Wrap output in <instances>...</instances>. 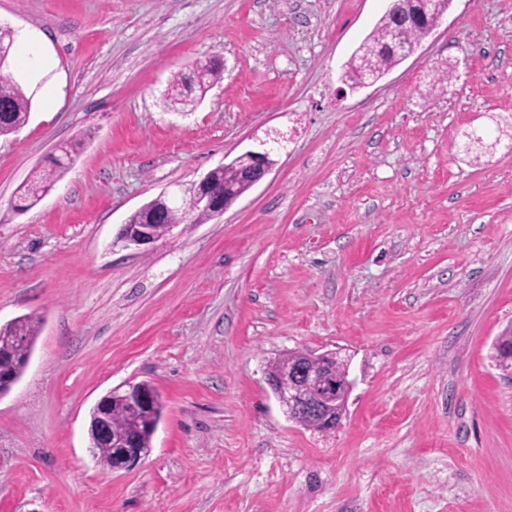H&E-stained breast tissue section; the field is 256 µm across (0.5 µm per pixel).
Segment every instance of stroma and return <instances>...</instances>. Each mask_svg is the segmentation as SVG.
<instances>
[{"instance_id": "obj_1", "label": "stroma", "mask_w": 512, "mask_h": 512, "mask_svg": "<svg viewBox=\"0 0 512 512\" xmlns=\"http://www.w3.org/2000/svg\"><path fill=\"white\" fill-rule=\"evenodd\" d=\"M387 0H0L43 57L12 72L28 122L0 137V325L42 323L0 397V512H512V0H452L371 86L339 76ZM219 57L192 111L176 72ZM444 88L432 80L442 72ZM498 132L487 151L468 131ZM274 169L223 215L155 243L128 216L256 140ZM65 177L17 190L61 148ZM341 351L335 431L266 381ZM150 383L149 455L88 451L109 390ZM62 152L64 154L63 158L54 159L50 168L43 170L42 174L21 189L19 199L28 203L27 208L33 206L42 196L46 195L68 170L73 160L71 151L63 149Z\"/></svg>"}]
</instances>
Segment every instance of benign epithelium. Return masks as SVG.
Segmentation results:
<instances>
[{
  "label": "benign epithelium",
  "instance_id": "obj_1",
  "mask_svg": "<svg viewBox=\"0 0 512 512\" xmlns=\"http://www.w3.org/2000/svg\"><path fill=\"white\" fill-rule=\"evenodd\" d=\"M422 8L407 12L402 8V0H389L387 13L394 19V30L391 33L390 47L398 53L400 60L412 55L417 45L408 44L404 40V29L419 22L424 13L433 11L436 22L427 26V34L432 32L442 22L445 12L433 8L437 0H421ZM271 150L266 148V142L259 147L249 149L234 158L230 165L239 168L247 179L249 186L261 182L272 170L269 163ZM189 200L184 210L190 214L197 210H208L215 216H220L231 206L242 192L221 191L216 188L211 179V173L201 178L188 191ZM165 219V211L161 207L145 209L144 223L133 228L121 227L119 239L128 246H144L156 241L153 225ZM317 361H310L304 356L295 364L288 367V384L280 385L272 378H267L275 397L285 408L288 418L295 420L297 414L307 408L324 409L336 406L345 409L349 396L354 387L351 378L349 360L342 358L339 352H326L315 355ZM121 396L134 408L148 405L151 401L149 394L136 384H130L124 390L114 389L96 403V416L89 426L91 452L106 445L112 448L111 471L130 469L139 464L148 455V450L138 446L137 441L125 436L118 437L112 433L110 409L112 395Z\"/></svg>",
  "mask_w": 512,
  "mask_h": 512
}]
</instances>
